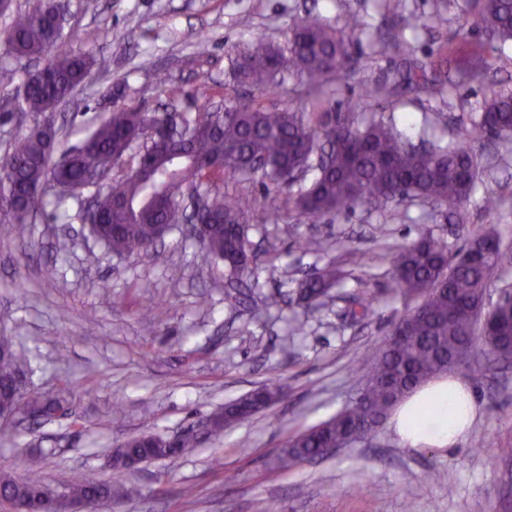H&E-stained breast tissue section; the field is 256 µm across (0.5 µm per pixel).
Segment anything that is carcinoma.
<instances>
[{"label":"carcinoma","instance_id":"carcinoma-1","mask_svg":"<svg viewBox=\"0 0 512 512\" xmlns=\"http://www.w3.org/2000/svg\"><path fill=\"white\" fill-rule=\"evenodd\" d=\"M391 10L405 28L427 26V20L408 13L403 0H389ZM491 49L470 54L458 51L455 81L483 82L492 66V52L512 42V0H472ZM54 0H37L27 11L17 12L0 31L4 54L15 59L39 61L55 50L47 64L29 72L14 93L0 103V110L22 118L42 116L36 128L21 136L6 157L0 159V223L29 224L46 212V198L29 209L28 192L56 175L65 185H92V174L112 158L133 150L137 172L97 192L100 221L89 233L117 255H137L148 249L160 226L170 219L169 204L183 199L189 185L203 190L205 207L197 215L196 241L206 253L224 262L234 278L249 268L251 247L248 224L254 221L253 200L244 191L225 192L221 185L239 177L283 181L288 171H317L310 183L289 184L285 204L296 224L367 205L383 212L398 196L417 197L448 208V220L460 227L467 223L464 205L481 180L476 154L459 141L438 144L430 151L411 153L406 137L384 116L365 118L360 112H338L332 86L357 64L353 46L363 24L350 18L333 26L316 13L302 17L284 46L258 41L241 52L233 72L239 81L258 93L247 103L228 106L224 119L210 110L187 113L172 130L178 157L153 149L147 141L149 125L162 120L156 112L139 107H120L108 113L80 142L57 151L60 142L54 111L84 86L92 69L109 71L111 59L74 53L62 47L64 31L52 21ZM395 47L404 56L401 82L429 96L443 93V58L423 63L413 58L404 43L382 42V50ZM288 72L300 79V104L280 107L263 98ZM155 82L168 87L178 101L188 95L208 99L211 86L203 81L193 93L174 84L163 71L152 72ZM461 135L470 140H512V90H491L483 109L469 119ZM54 197L51 218L67 222L62 209L69 198L63 189H48ZM512 269V247L491 232L468 238L454 250L448 243L423 234L400 247L393 261V293L415 305L396 321L385 339L368 350L354 366L355 392L344 407L327 420L290 436L280 464L293 467L308 458H319V449L330 445L351 446L366 435L377 434L398 403L416 388L469 368L480 377L485 372L512 364V308L489 306L490 285ZM342 271L333 263L317 269L299 282L300 301L323 305L336 287ZM0 376L28 370L26 353L16 349L11 337L0 336ZM269 406L285 397L283 388L265 384L257 393ZM69 403L66 391L44 396L29 389L0 384V410L22 409L34 422H48ZM257 414L251 400L236 399L212 415V434ZM130 438L113 452L119 460L130 454L148 461L176 458L193 452L198 440L185 434L176 448L164 447V436ZM114 484L92 472H80L57 493L41 479L0 475V500L14 503L35 494L55 500L112 498Z\"/></svg>","mask_w":512,"mask_h":512}]
</instances>
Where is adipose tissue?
<instances>
[{
  "mask_svg": "<svg viewBox=\"0 0 512 512\" xmlns=\"http://www.w3.org/2000/svg\"><path fill=\"white\" fill-rule=\"evenodd\" d=\"M478 414L477 401L466 379L459 374L429 383L395 410L391 422L408 448L453 451Z\"/></svg>",
  "mask_w": 512,
  "mask_h": 512,
  "instance_id": "obj_1",
  "label": "adipose tissue"
}]
</instances>
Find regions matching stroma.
<instances>
[{"mask_svg":"<svg viewBox=\"0 0 512 512\" xmlns=\"http://www.w3.org/2000/svg\"><path fill=\"white\" fill-rule=\"evenodd\" d=\"M442 18L404 38L419 59L443 45L472 47L488 37L470 0H446ZM320 13L335 25L359 16L364 32L355 71L334 96L349 111L366 80L394 84L369 113L393 119L411 142L421 133L456 138L469 113L481 111L491 84L512 88V44L482 84L450 89L431 99L397 83L403 60L379 55V37L391 35L381 0H69L68 27L79 34L74 51L112 59L108 74H91L88 89L57 109L56 124L76 143L117 104L148 112L168 104L165 87L149 70L170 72L185 90L200 81L215 89V102L244 101L247 87L233 79L238 54L258 39L286 44L296 19ZM486 173L471 196L470 222L459 229L445 209L418 198L384 213L343 210L313 224L249 227L253 255L230 304L222 262L174 226L155 250L138 256L106 253L85 224L37 216L29 224H0V336L12 337L32 358L31 389L43 394L67 388L70 416L16 426L13 441L0 442V473L40 475L56 486L91 471L119 480L99 512H512V369L470 380L479 413L450 453L404 447L390 428L372 441L319 460L283 469L279 456L293 433L339 411L353 394L352 367L404 314L390 294L393 255L422 233L460 247L466 235L496 231L512 241V149L473 145ZM499 197L487 216V196ZM311 242L301 250L299 239ZM358 250L362 266L313 313L296 301L299 279L339 258L337 242ZM55 277L45 280V267ZM182 270L171 281L172 267ZM377 298L372 319L354 322L353 294ZM284 301L262 320L250 309L265 295ZM95 323H87V313ZM306 318V332L288 333L292 317ZM270 380L286 392L249 420L225 428L191 455L116 468L111 448L141 434L170 435L197 426L224 406ZM438 482L424 483L429 469Z\"/></svg>","mask_w":512,"mask_h":512,"instance_id":"1","label":"stroma"}]
</instances>
